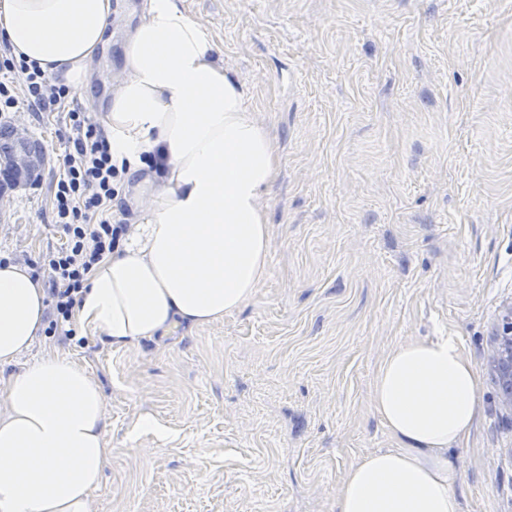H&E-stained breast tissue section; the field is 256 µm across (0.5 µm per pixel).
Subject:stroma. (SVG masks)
I'll list each match as a JSON object with an SVG mask.
<instances>
[{
  "label": "stroma",
  "instance_id": "obj_1",
  "mask_svg": "<svg viewBox=\"0 0 512 512\" xmlns=\"http://www.w3.org/2000/svg\"><path fill=\"white\" fill-rule=\"evenodd\" d=\"M181 2L273 140L267 269L239 310L163 343L43 332L21 357L65 356L103 388L93 512H336L349 467L395 445L372 404L379 362L443 333L481 380L476 429L449 453L462 512H512V413L490 359L512 306V0ZM144 4L114 0L93 63L113 84ZM109 96L91 75L64 110ZM64 110L0 115L46 154L0 211V262L61 243ZM150 192L125 178L114 213L135 221ZM146 414L156 431L135 432Z\"/></svg>",
  "mask_w": 512,
  "mask_h": 512
}]
</instances>
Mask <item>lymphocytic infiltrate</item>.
<instances>
[{
  "mask_svg": "<svg viewBox=\"0 0 512 512\" xmlns=\"http://www.w3.org/2000/svg\"><path fill=\"white\" fill-rule=\"evenodd\" d=\"M0 112H51L71 90L46 77L38 66L16 59L10 45H0ZM66 150L58 161L52 183L55 223L64 241L43 253L34 265L44 280L51 320L49 332L65 335L78 296L93 267L120 245L127 225L116 222L112 203L119 194L121 172L112 161V144L104 130L86 112L69 111Z\"/></svg>",
  "mask_w": 512,
  "mask_h": 512,
  "instance_id": "1",
  "label": "lymphocytic infiltrate"
}]
</instances>
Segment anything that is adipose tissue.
<instances>
[{"label":"adipose tissue","instance_id":"obj_1","mask_svg":"<svg viewBox=\"0 0 512 512\" xmlns=\"http://www.w3.org/2000/svg\"><path fill=\"white\" fill-rule=\"evenodd\" d=\"M112 0H0L14 55L77 84L104 44ZM211 33L180 0H146L126 76L96 118L127 173L165 160L148 207L89 276L74 309L82 332L113 347L172 326H204L245 305L266 273L262 200L278 174L266 127L215 60ZM46 292L30 269L0 262V512H91L109 464L105 396L79 363L19 360L44 327ZM372 404L394 448L346 472L336 512H461L448 453L469 439L480 383L455 337L414 339L381 360Z\"/></svg>","mask_w":512,"mask_h":512}]
</instances>
